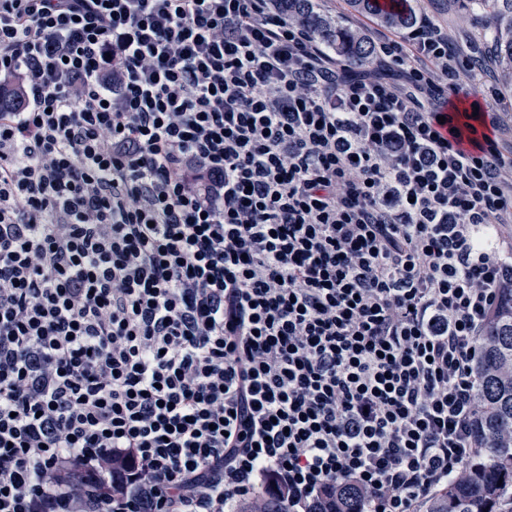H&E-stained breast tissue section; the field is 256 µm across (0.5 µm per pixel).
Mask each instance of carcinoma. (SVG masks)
Returning <instances> with one entry per match:
<instances>
[{
  "instance_id": "carcinoma-1",
  "label": "carcinoma",
  "mask_w": 512,
  "mask_h": 512,
  "mask_svg": "<svg viewBox=\"0 0 512 512\" xmlns=\"http://www.w3.org/2000/svg\"><path fill=\"white\" fill-rule=\"evenodd\" d=\"M482 10L491 28L495 53L512 67V0H472ZM358 13L378 14L394 28H407L416 21L411 0H395L390 11L374 0H350ZM288 13L309 27L336 53L354 62L371 57L370 44L357 29L329 22L314 12L311 0H286ZM478 409L474 437L486 444L476 449L459 476L438 487L425 503L426 512H512V291L497 302L495 314L481 338L475 364ZM363 494L337 484L322 499L315 512H363ZM240 512H283L281 503L263 493L240 507Z\"/></svg>"
}]
</instances>
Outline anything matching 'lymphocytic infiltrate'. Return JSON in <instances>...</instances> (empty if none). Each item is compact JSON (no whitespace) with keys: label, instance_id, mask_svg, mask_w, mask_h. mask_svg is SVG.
I'll list each match as a JSON object with an SVG mask.
<instances>
[{"label":"lymphocytic infiltrate","instance_id":"obj_1","mask_svg":"<svg viewBox=\"0 0 512 512\" xmlns=\"http://www.w3.org/2000/svg\"><path fill=\"white\" fill-rule=\"evenodd\" d=\"M0 0V512H418L512 288L504 113L422 19ZM288 13L309 27L322 41L336 47V53L354 62L371 57L370 44L357 29L329 22L314 12L311 0H287ZM361 491L344 484H336L322 499L315 512H364Z\"/></svg>","mask_w":512,"mask_h":512}]
</instances>
